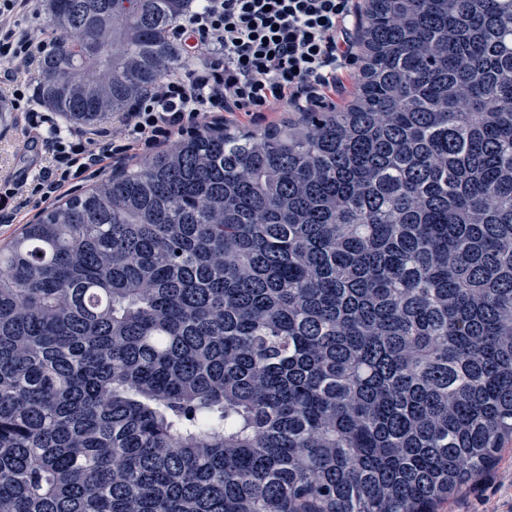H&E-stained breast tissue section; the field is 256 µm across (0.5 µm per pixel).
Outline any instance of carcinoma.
<instances>
[{"label":"carcinoma","instance_id":"cac0c4a2","mask_svg":"<svg viewBox=\"0 0 512 512\" xmlns=\"http://www.w3.org/2000/svg\"><path fill=\"white\" fill-rule=\"evenodd\" d=\"M191 0H48L123 112ZM336 112L179 140L0 246V512H434L512 443V0H364Z\"/></svg>","mask_w":512,"mask_h":512}]
</instances>
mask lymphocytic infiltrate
I'll use <instances>...</instances> for the list:
<instances>
[{"label": "lymphocytic infiltrate", "instance_id": "obj_1", "mask_svg": "<svg viewBox=\"0 0 512 512\" xmlns=\"http://www.w3.org/2000/svg\"><path fill=\"white\" fill-rule=\"evenodd\" d=\"M359 0H193L170 30L185 58L123 112L86 128L45 108L21 73L52 48L24 24L28 0H0V91L7 93L42 166L0 179V224L52 203L111 163L150 155L175 137L289 106L332 109L356 63Z\"/></svg>", "mask_w": 512, "mask_h": 512}]
</instances>
